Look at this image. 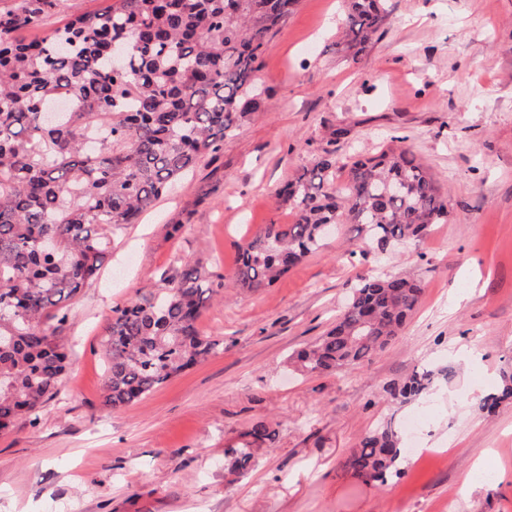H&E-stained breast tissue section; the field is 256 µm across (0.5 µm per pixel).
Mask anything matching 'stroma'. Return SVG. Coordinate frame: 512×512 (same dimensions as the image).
Here are the masks:
<instances>
[{
  "mask_svg": "<svg viewBox=\"0 0 512 512\" xmlns=\"http://www.w3.org/2000/svg\"><path fill=\"white\" fill-rule=\"evenodd\" d=\"M109 0H64L42 37ZM383 37L358 60L337 46L343 0H299L269 37L260 109L156 206L118 232L101 275L54 321L72 346L54 398L0 434V512H512V401L479 404L512 372V0H388ZM341 138H333L336 129ZM406 138L449 198L448 221L387 253H353L339 225L272 286L233 288L237 246L293 214L274 192L326 150L340 162ZM199 262L217 296L198 323L222 343L146 398L108 411L103 342L112 309ZM423 284L399 337L337 374L294 352L322 336L359 278ZM451 380L396 408L384 389L419 366ZM422 414L426 459L386 485L341 464L383 420ZM274 430L237 475L225 448Z\"/></svg>",
  "mask_w": 512,
  "mask_h": 512,
  "instance_id": "35a3bbf8",
  "label": "stroma"
}]
</instances>
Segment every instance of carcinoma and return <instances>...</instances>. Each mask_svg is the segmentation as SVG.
<instances>
[{
    "mask_svg": "<svg viewBox=\"0 0 512 512\" xmlns=\"http://www.w3.org/2000/svg\"><path fill=\"white\" fill-rule=\"evenodd\" d=\"M63 0H23L0 12V431L57 390L67 349L50 322L99 278L110 233L133 224L259 111L256 73L267 38L298 0H112L40 39L16 36ZM337 45L359 57L387 19L385 0H344ZM326 150L277 193L290 224H267L238 245L233 286L272 285L314 252L327 224H359L386 253L448 218V199L408 147L360 156L345 181ZM214 294L188 260L156 293L113 310L103 406L134 404L209 356L219 342L197 323ZM414 277L362 276L335 325L293 356L307 373L360 364L398 337L420 304ZM420 366L386 388L404 406L433 382ZM512 399V374L485 397ZM259 422L228 448L246 474L251 448L273 439ZM395 420L362 437L342 468L365 484L401 474Z\"/></svg>",
    "mask_w": 512,
    "mask_h": 512,
    "instance_id": "1",
    "label": "carcinoma"
}]
</instances>
